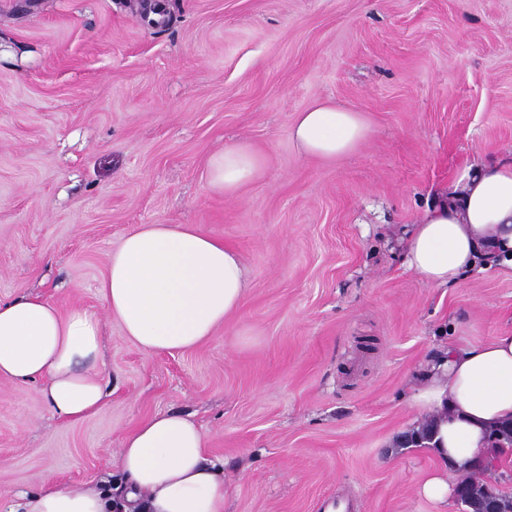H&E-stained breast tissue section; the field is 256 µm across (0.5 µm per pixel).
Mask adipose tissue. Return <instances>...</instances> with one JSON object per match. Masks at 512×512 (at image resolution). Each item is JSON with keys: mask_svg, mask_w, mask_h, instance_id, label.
<instances>
[{"mask_svg": "<svg viewBox=\"0 0 512 512\" xmlns=\"http://www.w3.org/2000/svg\"><path fill=\"white\" fill-rule=\"evenodd\" d=\"M370 128L360 113L319 102L297 114L291 137L305 155L334 160L357 150ZM263 159L233 145L209 162L211 190L230 196L255 179ZM405 262L425 283L446 287L477 263L512 269V160L464 172L439 205L416 224ZM100 294L124 335L147 354L189 351L242 303L245 270L237 251L189 224H143L112 250ZM101 323L90 309L59 311L40 297L0 298V377L39 385L53 416L81 421L104 405L97 368ZM433 422L426 446L441 463L421 485L447 505V475L486 458L490 428L512 420V330L490 341L441 350L413 396ZM127 485L124 512H224V480L204 455V435L189 417L158 413L121 443ZM14 512H113L108 493L59 487L43 475Z\"/></svg>", "mask_w": 512, "mask_h": 512, "instance_id": "adipose-tissue-1", "label": "adipose tissue"}]
</instances>
